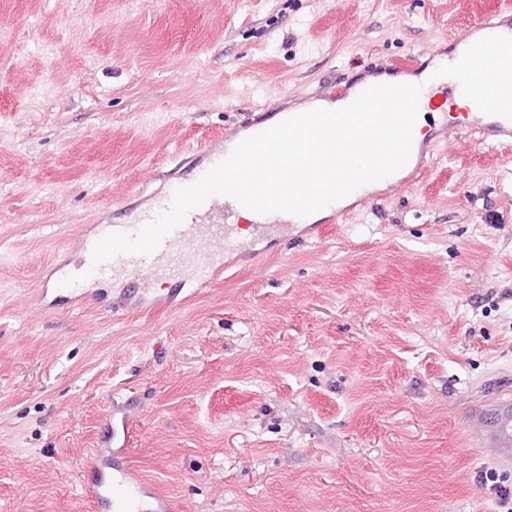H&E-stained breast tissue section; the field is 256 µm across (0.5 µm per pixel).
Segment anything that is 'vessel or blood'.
<instances>
[{
  "label": "vessel or blood",
  "mask_w": 512,
  "mask_h": 512,
  "mask_svg": "<svg viewBox=\"0 0 512 512\" xmlns=\"http://www.w3.org/2000/svg\"><path fill=\"white\" fill-rule=\"evenodd\" d=\"M494 34L512 37V12L502 10L468 27L454 37L452 47H469L476 41ZM477 140L482 144L512 147V120L482 112L467 114ZM457 123H443L437 136L414 141L411 156L423 160L428 149L439 139L453 135ZM224 202L221 195L210 197L188 214L184 222L164 237L150 254H121L102 264H94V238L81 243V263L92 273L93 285L109 282L125 284L130 277L143 282L169 279L183 284L190 280H215L224 273V242L232 240L236 249L250 248L248 240L236 238L224 223ZM501 421L488 430L486 437L501 454L512 453V403L500 404ZM88 493L96 506L105 512H162L161 498L146 485L135 482L122 455L94 458L84 474Z\"/></svg>",
  "instance_id": "vessel-or-blood-1"
}]
</instances>
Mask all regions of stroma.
I'll return each mask as SVG.
<instances>
[{
    "label": "stroma",
    "mask_w": 512,
    "mask_h": 512,
    "mask_svg": "<svg viewBox=\"0 0 512 512\" xmlns=\"http://www.w3.org/2000/svg\"><path fill=\"white\" fill-rule=\"evenodd\" d=\"M512 0H0V512H98L128 414L173 512H505L479 435L512 398V151L462 128L316 237L283 226L150 311L46 308L184 149L381 74Z\"/></svg>",
    "instance_id": "stroma-1"
}]
</instances>
